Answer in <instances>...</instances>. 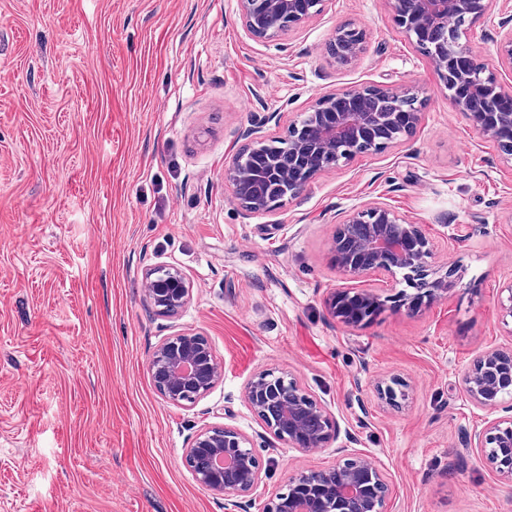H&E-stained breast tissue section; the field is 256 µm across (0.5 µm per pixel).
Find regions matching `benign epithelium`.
Segmentation results:
<instances>
[{"label":"benign epithelium","mask_w":512,"mask_h":512,"mask_svg":"<svg viewBox=\"0 0 512 512\" xmlns=\"http://www.w3.org/2000/svg\"><path fill=\"white\" fill-rule=\"evenodd\" d=\"M325 0H237L248 34L270 39L320 13ZM504 17L496 31L497 65L477 61L459 43L465 25L487 14L489 0H389L399 29L428 57L454 106L479 133L512 159V0H502ZM363 32L339 27L328 53L338 64L357 58ZM417 96L378 86L355 87L318 97L310 111L289 122L273 153L262 152V126H252L224 167V184L247 215H257L300 194L320 172L341 160L378 153L410 136L417 127ZM334 261L343 274L371 273L398 278L405 288L381 298L369 290L336 288L326 299L329 314L346 327L365 326L385 307L413 315L447 296L456 269L432 265V248L419 225L410 224L382 203L349 214L336 229ZM145 297L162 314L174 316L189 304L192 289L175 266L162 264L146 274ZM149 371L156 390L173 404L204 397L220 378L207 339L192 332L166 338L152 353ZM379 399L397 407L405 390L397 381L376 386ZM473 406L495 409L512 398V346L482 351L463 378ZM246 401L278 441L303 453L328 447L339 438L330 411L290 373L261 371L245 390ZM477 452L512 487V417L486 422ZM184 463L202 487L224 495V512H247L244 498L262 479L263 466L250 439L232 425L200 429ZM390 482L368 454L336 447V464L298 469L275 492L262 512H385Z\"/></svg>","instance_id":"7a95c632"}]
</instances>
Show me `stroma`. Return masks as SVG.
<instances>
[{
	"label": "stroma",
	"instance_id": "stroma-1",
	"mask_svg": "<svg viewBox=\"0 0 512 512\" xmlns=\"http://www.w3.org/2000/svg\"><path fill=\"white\" fill-rule=\"evenodd\" d=\"M492 0L463 37L495 63ZM363 29L358 58L327 54L338 27ZM377 85L417 94L415 132L321 172L298 196L244 217L224 185L242 132L264 113L276 140L320 95ZM385 203L419 225L432 263L455 266L447 296L415 315L334 321L347 285L380 296L375 273L346 279L336 224ZM193 288L176 316L144 299L148 269ZM512 162L458 112L386 0H326L268 40L236 0H0V512H224L183 452L205 426H236L265 467L249 512L294 471L336 461L277 445L245 390L289 372L390 479L386 512H512V487L470 444L490 416L466 401L475 356L512 342ZM189 329L222 376L203 398L167 402L149 359ZM405 384L390 408L377 381Z\"/></svg>",
	"mask_w": 512,
	"mask_h": 512
}]
</instances>
